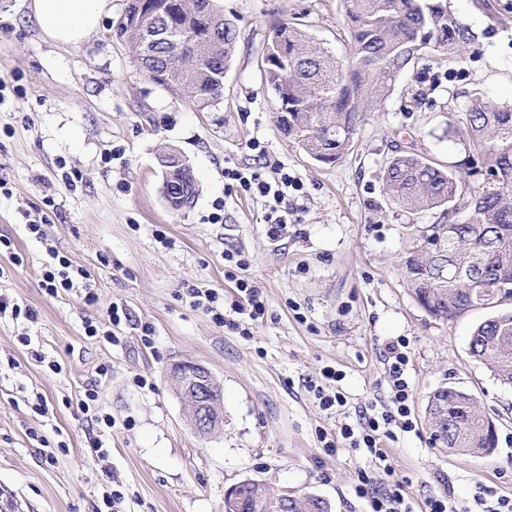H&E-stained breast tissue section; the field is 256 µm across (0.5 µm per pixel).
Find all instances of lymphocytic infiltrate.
Segmentation results:
<instances>
[{
  "label": "lymphocytic infiltrate",
  "instance_id": "obj_1",
  "mask_svg": "<svg viewBox=\"0 0 512 512\" xmlns=\"http://www.w3.org/2000/svg\"><path fill=\"white\" fill-rule=\"evenodd\" d=\"M271 174H264L252 167L234 166L224 170L228 190L241 196L262 202L266 209V222L270 238L282 235L291 213L289 195L301 191V183L291 176L279 162H271ZM25 229L44 244L45 257L39 267L40 286L50 298L67 293L76 296L84 304L98 302L97 282L87 268L73 264L50 238L45 223L29 221ZM228 267L224 277L234 283L236 297L225 301L218 289L206 288L192 281L183 282L177 296L196 311L206 315L220 328L246 336L250 326L263 319L266 303L260 288L246 271L249 263L241 252L224 255ZM410 363L409 341L400 337L388 342L385 354V373L388 387L386 400L371 403L353 423L343 422L336 428H318L316 437L326 455H336L340 445H347L359 452L368 462V469L358 472L354 487L357 497L364 500L365 512H414V502L407 480L396 478L392 458L387 450L390 442L403 433L417 429V421L411 409L412 392L408 379ZM341 371L326 366L317 376L307 378L305 387L315 396L322 411L337 413L347 405V397L340 383ZM76 408L79 417L95 422L98 432L88 440L87 456L99 466L102 504L107 512H117L125 500L121 483L115 480L107 464L110 456L107 434L116 421L102 406L97 386H87Z\"/></svg>",
  "mask_w": 512,
  "mask_h": 512
}]
</instances>
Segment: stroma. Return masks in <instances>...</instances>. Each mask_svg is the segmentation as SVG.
<instances>
[{
	"instance_id": "1",
	"label": "stroma",
	"mask_w": 512,
	"mask_h": 512,
	"mask_svg": "<svg viewBox=\"0 0 512 512\" xmlns=\"http://www.w3.org/2000/svg\"><path fill=\"white\" fill-rule=\"evenodd\" d=\"M239 36L224 73L221 98L197 110L139 72L113 28L127 0H112L100 28L77 45L48 39L30 0H0V173L11 196L0 197V235L24 257H0V292L36 308V322L0 319V507L7 512H96L100 471L85 458L87 425L70 399L98 383L116 421L109 463L127 496L123 512H224V493L252 478L278 490L315 494L332 512H364L354 493L366 460L349 448L325 455L315 430L334 428L303 385L326 366L341 370L348 408L386 393L384 352L399 337L410 341L409 378L415 433L391 443L395 475L407 479L416 505L435 495L458 512L474 505L478 485L512 496V387L501 384L467 353L484 310L443 322L429 315L407 286L405 259L417 230L442 223L440 211L409 213L382 189L384 164L395 148L445 164L463 153L466 109L475 95L512 106V0H449L478 34V54L449 64L432 53L429 69L412 68L396 80L383 104L370 109L349 152L336 164L311 159L276 125L277 102L261 75L272 28L302 23L317 46L347 60L344 0H214ZM454 127V138L444 135ZM264 142L303 188L292 193L294 221L270 239L259 202L228 191L225 167L260 165L249 147ZM122 149L119 159L101 156ZM174 151L191 166L197 193L171 209L163 195L160 157ZM81 171L75 190L63 168ZM56 203L48 230L74 264L91 269L97 305L71 295L47 297L38 268L42 243L25 231L45 196ZM224 202L223 224L203 218ZM173 238L155 241L154 230ZM244 251L248 274L266 303L250 337L216 327L176 296L184 281L223 290L224 254ZM126 307L127 341L110 346L87 338L83 321L104 306ZM152 324L143 346L137 329ZM30 336L22 344L21 336ZM58 361L53 373L45 362ZM111 361L112 374L95 368ZM205 365L223 387L224 428L203 438L188 425L170 381L172 363ZM147 376L152 388L135 385ZM442 386L473 394L498 428L490 456L468 458L434 448L426 406ZM42 395L51 413L35 418L28 399ZM57 428L68 444L55 466L42 462L29 428Z\"/></svg>"
}]
</instances>
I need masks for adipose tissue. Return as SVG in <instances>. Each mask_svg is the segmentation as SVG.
<instances>
[{
	"instance_id": "adipose-tissue-1",
	"label": "adipose tissue",
	"mask_w": 512,
	"mask_h": 512,
	"mask_svg": "<svg viewBox=\"0 0 512 512\" xmlns=\"http://www.w3.org/2000/svg\"><path fill=\"white\" fill-rule=\"evenodd\" d=\"M31 9L46 37L77 44L98 30L111 0H32Z\"/></svg>"
}]
</instances>
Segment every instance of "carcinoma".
I'll return each instance as SVG.
<instances>
[{"instance_id":"cac0c4a2","label":"carcinoma","mask_w":512,"mask_h":512,"mask_svg":"<svg viewBox=\"0 0 512 512\" xmlns=\"http://www.w3.org/2000/svg\"><path fill=\"white\" fill-rule=\"evenodd\" d=\"M127 0L114 34L127 44L140 72L199 110L218 101L238 30L211 0ZM352 44L339 63L315 46L294 23L271 32L263 59L265 82L277 97L280 132L317 162L332 165L350 150L367 110L387 98L398 76L422 64L434 51L448 60L471 48L476 36L448 8V0H346ZM194 51L182 55L178 46ZM473 150L445 166L413 150L396 147L382 170L387 195L410 211L442 210L445 224H433L416 238L406 261L407 284L418 303L438 320L483 309L468 354L498 380L512 385V107L474 97L466 112ZM482 176L470 188L453 168ZM467 210L464 218L459 211ZM429 403L448 405L456 416L463 396L442 390ZM487 415L472 405L469 417L450 429L429 421L434 443L465 457L492 453ZM276 491L245 479L224 496V512H266ZM283 512H330L315 495H291Z\"/></svg>"}]
</instances>
